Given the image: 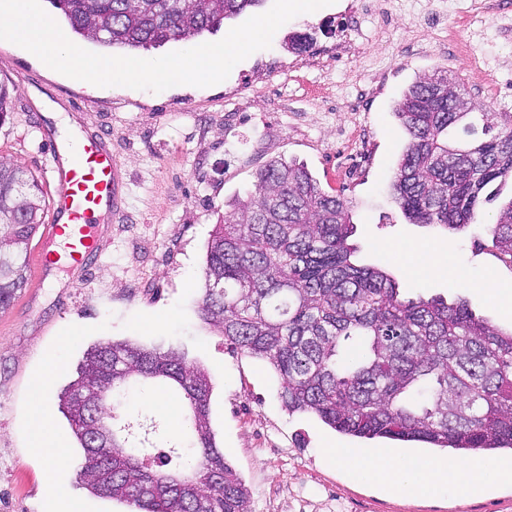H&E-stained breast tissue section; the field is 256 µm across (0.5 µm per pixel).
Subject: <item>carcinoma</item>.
Wrapping results in <instances>:
<instances>
[{
    "label": "carcinoma",
    "instance_id": "carcinoma-1",
    "mask_svg": "<svg viewBox=\"0 0 512 512\" xmlns=\"http://www.w3.org/2000/svg\"><path fill=\"white\" fill-rule=\"evenodd\" d=\"M64 30L103 48L147 49L189 40L263 0H49ZM448 75L411 85L395 115L407 135L392 194L412 224L450 232L474 223L481 199L512 179V113L481 114L482 137L463 146L448 131L474 105ZM43 186L0 156V312L27 281L42 224ZM350 202L324 192L302 165L272 160L234 201L207 243L201 319L234 350L270 363L290 413L339 433L422 442L464 453L512 451V329L459 297L404 299L395 278L361 266ZM491 252L512 271V199L487 225ZM171 384L185 409L193 461L165 472L170 454L131 442L115 414L127 395ZM207 373L175 349L100 342L85 354L59 408L82 448L89 491L138 512H251L250 491L217 447Z\"/></svg>",
    "mask_w": 512,
    "mask_h": 512
}]
</instances>
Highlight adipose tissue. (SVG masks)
<instances>
[{
    "label": "adipose tissue",
    "mask_w": 512,
    "mask_h": 512,
    "mask_svg": "<svg viewBox=\"0 0 512 512\" xmlns=\"http://www.w3.org/2000/svg\"><path fill=\"white\" fill-rule=\"evenodd\" d=\"M58 371V363L51 361L38 374L28 414L30 446L50 464L46 476L49 512H87L83 500L68 497L60 486V476L70 468L71 459L67 447L53 427L49 412V394ZM327 454L390 491L404 489L420 495H431L438 489L453 487L462 493L477 496L487 489L489 477L512 481V463L498 462L491 466L487 462L471 459L430 460L416 457L405 465L381 451L338 447L328 448Z\"/></svg>",
    "instance_id": "ef3b65f1"
}]
</instances>
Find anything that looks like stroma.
I'll return each mask as SVG.
<instances>
[{"label":"stroma","mask_w":512,"mask_h":512,"mask_svg":"<svg viewBox=\"0 0 512 512\" xmlns=\"http://www.w3.org/2000/svg\"><path fill=\"white\" fill-rule=\"evenodd\" d=\"M352 2L335 0L291 19L269 48L239 62L219 84L159 93L117 87L102 96L0 40V81L10 90L0 155L18 160L53 194L48 135L60 133L69 118L78 131L109 134L126 194L120 216L97 228L101 250L91 266L43 277L36 261H29L27 287L0 313V512H44L46 464L33 453L27 432L37 372L47 359L60 361L52 387L60 393L90 345L124 339L179 349L208 371L216 440L249 489L252 512H512L511 484L493 485L478 497L453 488L424 496L391 494L355 478L328 459L327 445L436 459L453 452L421 442L346 436L314 415H289L271 366L233 352L199 317L206 247L218 216L230 211L236 195L252 189L260 168L281 158L306 165L323 190L352 201L358 262L384 268L402 296H461L477 315L512 327V315L477 287L492 279L512 289V271L477 247L501 202L512 198V182L457 234L409 223L388 190L407 140L394 109L419 78L446 72L479 111L512 113V19L490 13L477 26L455 27L457 43L448 52L433 33L416 31L405 14L411 0H394L399 15L389 33L373 27L371 41L357 48L353 60L327 73L306 67L288 84L249 90L261 61L296 58L293 36L312 35L317 47L342 39V15ZM364 82L374 87L362 114L369 154L362 173L348 182L336 140L345 115L315 110L312 101L314 93L332 98ZM228 93L241 102L229 117ZM444 248L453 275L429 273L428 263ZM145 276L152 289L135 287ZM51 417L73 461L61 478L63 489L88 502L90 512H137L88 492L69 423L59 411Z\"/></svg>","instance_id":"obj_1"}]
</instances>
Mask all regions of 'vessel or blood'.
Masks as SVG:
<instances>
[{
	"instance_id": "1",
	"label": "vessel or blood",
	"mask_w": 512,
	"mask_h": 512,
	"mask_svg": "<svg viewBox=\"0 0 512 512\" xmlns=\"http://www.w3.org/2000/svg\"><path fill=\"white\" fill-rule=\"evenodd\" d=\"M51 147L56 193L53 222L45 228V239L48 247L62 243L66 263L81 268L99 250L94 224L121 208L120 168L106 138L95 131L82 139L79 152L56 139ZM48 247L39 254L44 270L53 263Z\"/></svg>"
}]
</instances>
